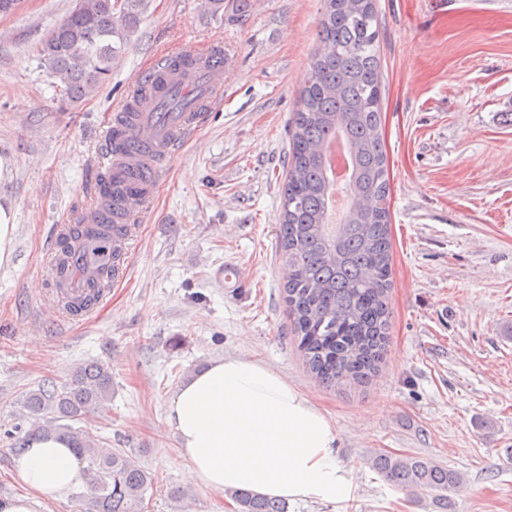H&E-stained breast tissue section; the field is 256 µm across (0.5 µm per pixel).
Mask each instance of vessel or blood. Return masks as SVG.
Instances as JSON below:
<instances>
[{
  "label": "vessel or blood",
  "mask_w": 512,
  "mask_h": 512,
  "mask_svg": "<svg viewBox=\"0 0 512 512\" xmlns=\"http://www.w3.org/2000/svg\"><path fill=\"white\" fill-rule=\"evenodd\" d=\"M224 47L215 43L205 53L172 51L156 63L139 83L161 80L179 85L203 105L211 103L224 85V68L218 58ZM136 109L117 113L107 130L105 146L98 164L103 177L96 189V199L83 213L82 233L101 231L115 225L112 250L119 255L128 251V224L142 212L147 200L156 192L166 160L180 147L183 138L192 136L202 124V107L194 112H164L158 96L139 94ZM68 225H59L46 273L51 281L65 280L64 296L72 301L87 298L102 303L107 289L91 287L96 277L92 264L64 263L62 242Z\"/></svg>",
  "instance_id": "1"
}]
</instances>
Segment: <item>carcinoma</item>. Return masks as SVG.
<instances>
[{
  "instance_id": "cac0c4a2",
  "label": "carcinoma",
  "mask_w": 512,
  "mask_h": 512,
  "mask_svg": "<svg viewBox=\"0 0 512 512\" xmlns=\"http://www.w3.org/2000/svg\"><path fill=\"white\" fill-rule=\"evenodd\" d=\"M149 0H76L40 42L39 57L75 102L112 75V62L136 31ZM320 45L293 118L292 159L278 226L287 313L311 375L327 386L359 383L378 369L389 339L390 212L388 158L382 133V84L374 0H324ZM343 136L350 199L329 228L325 143ZM112 400V372L101 362L74 367L61 385L47 383L24 402L32 428L17 431L20 451L34 434L67 439L86 463L85 512H143L151 473L124 450L106 448L75 428ZM373 466L405 489L448 491L458 472L418 457L381 454ZM237 512H287L285 502L236 488Z\"/></svg>"
}]
</instances>
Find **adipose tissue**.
Masks as SVG:
<instances>
[{
	"mask_svg": "<svg viewBox=\"0 0 512 512\" xmlns=\"http://www.w3.org/2000/svg\"><path fill=\"white\" fill-rule=\"evenodd\" d=\"M166 423L188 478L212 492L245 488L291 503L326 504L354 492L328 418L260 362L214 361L177 389ZM13 465L26 492L0 500V512H35L87 480L71 443L55 435L33 436Z\"/></svg>",
	"mask_w": 512,
	"mask_h": 512,
	"instance_id": "adipose-tissue-1",
	"label": "adipose tissue"
}]
</instances>
